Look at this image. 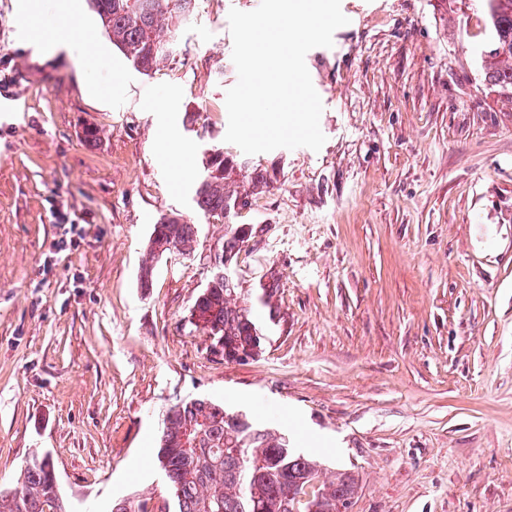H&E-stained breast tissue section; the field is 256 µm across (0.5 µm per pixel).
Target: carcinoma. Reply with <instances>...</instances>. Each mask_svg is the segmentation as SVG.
<instances>
[{"label":"carcinoma","mask_w":512,"mask_h":512,"mask_svg":"<svg viewBox=\"0 0 512 512\" xmlns=\"http://www.w3.org/2000/svg\"><path fill=\"white\" fill-rule=\"evenodd\" d=\"M489 30L477 50L494 60L484 81L512 92V0H481ZM112 46L147 74L178 51L179 26L192 13L194 0H90ZM242 178L253 187L268 182V172L221 148L213 149L194 190L193 202L203 217L224 218V245L203 293L190 311V323L236 353L262 350L264 328L255 304L268 305L278 288L261 285L257 300H237L235 278L224 276L225 261L242 250L237 218L249 208L247 195L225 190L228 180ZM198 228L179 214L161 216L145 246L139 267L142 288L153 285L155 262L171 249L188 255ZM156 459L172 491L176 512H336L353 499L355 477L342 473L318 487L314 460L295 453L281 433L250 419L228 417L224 405L197 398L172 405L164 419ZM50 462L39 454L26 461L16 485L0 490V512H66Z\"/></svg>","instance_id":"cac0c4a2"}]
</instances>
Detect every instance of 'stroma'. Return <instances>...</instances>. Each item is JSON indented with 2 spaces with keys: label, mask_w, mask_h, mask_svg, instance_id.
<instances>
[{
  "label": "stroma",
  "mask_w": 512,
  "mask_h": 512,
  "mask_svg": "<svg viewBox=\"0 0 512 512\" xmlns=\"http://www.w3.org/2000/svg\"><path fill=\"white\" fill-rule=\"evenodd\" d=\"M19 3L0 0V487L39 453L68 512L171 502L164 415L208 398L287 434L320 481L355 475L350 512H512V93L482 78L480 0H341L348 24L306 56L325 143L251 157L271 180L233 269L243 295L278 288L244 363L190 323L224 244L192 197L206 151L235 149L228 13L257 0H196L148 74L87 0L59 20ZM85 24L78 61L26 41ZM173 212L195 250L141 288ZM197 232V224H190L179 214L162 215L154 224L145 246V259L139 267L140 287H152L155 274L154 263L161 257L167 256L171 247L182 255H190Z\"/></svg>",
  "instance_id": "1"
}]
</instances>
